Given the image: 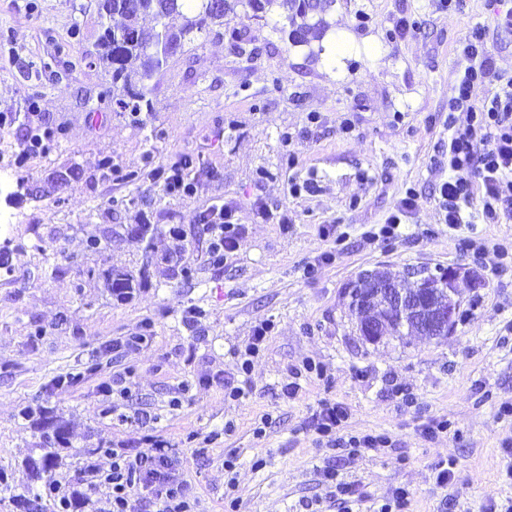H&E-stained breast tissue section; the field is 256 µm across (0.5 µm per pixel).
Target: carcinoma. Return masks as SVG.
Returning a JSON list of instances; mask_svg holds the SVG:
<instances>
[{
	"mask_svg": "<svg viewBox=\"0 0 512 512\" xmlns=\"http://www.w3.org/2000/svg\"><path fill=\"white\" fill-rule=\"evenodd\" d=\"M334 0H219V7L213 9L209 0H99L98 9L101 17L112 18L119 16L122 23L118 26L107 25L101 36L102 52L99 59L106 62L112 70V90L106 94L123 111L140 112L152 111V101L146 98L147 84L154 73L167 62L168 57L162 55L161 45L164 39L182 41L187 35L201 33L212 26L224 25V14L242 3L255 14H264L274 8L283 11L284 20L292 27V37L297 43H307L319 36L320 22H307L308 13L324 9L325 4ZM151 15L157 20L166 19L172 15L183 18L182 27L174 31L167 25L150 34L140 26V19ZM99 180H112L136 183L152 177L153 172L146 169L129 170L106 159L99 164ZM75 176V168L68 167L56 172L43 186L42 196L52 195L58 187L66 184ZM146 267L138 272L123 268H114L105 275L108 291L118 301L130 299L136 288L140 287ZM98 364L91 362L84 370L76 375H66L57 378L52 384V395L55 389H62L74 384L86 375L96 372ZM43 397L37 396L24 406L20 415L31 419L34 415L42 417V442L39 459L29 456L26 465L35 472L36 477L47 474L45 484L58 481L56 468L62 464V453L69 444L68 431L62 420L45 416Z\"/></svg>",
	"mask_w": 512,
	"mask_h": 512,
	"instance_id": "1",
	"label": "carcinoma"
}]
</instances>
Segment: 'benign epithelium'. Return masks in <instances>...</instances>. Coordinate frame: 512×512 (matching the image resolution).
<instances>
[{
    "mask_svg": "<svg viewBox=\"0 0 512 512\" xmlns=\"http://www.w3.org/2000/svg\"><path fill=\"white\" fill-rule=\"evenodd\" d=\"M462 270L449 267L441 279L426 288L431 293L419 297L398 286L400 277L393 274L385 282L366 279L362 289L366 304L354 308L356 328L362 340L379 342L386 333L384 325L394 322L407 326V332L430 337L434 333L450 334L458 311V284Z\"/></svg>",
    "mask_w": 512,
    "mask_h": 512,
    "instance_id": "1",
    "label": "benign epithelium"
}]
</instances>
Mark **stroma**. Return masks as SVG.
<instances>
[{"label":"stroma","mask_w":512,"mask_h":512,"mask_svg":"<svg viewBox=\"0 0 512 512\" xmlns=\"http://www.w3.org/2000/svg\"><path fill=\"white\" fill-rule=\"evenodd\" d=\"M509 8L512 0H460L453 11L441 0H334L320 38L297 45L278 13L259 18L240 6L170 56L148 83L152 111L135 117L112 111L103 96L111 75L89 62L102 32L98 0H0V113L19 115L0 139V165L34 184L79 169L40 201L0 192V212L15 216L0 271V469L9 483L33 485L25 459L41 441L20 409L94 360L96 375L46 403L67 424L74 485L84 449H96L105 469L109 449H143L154 437L174 442L170 456L198 512H224L228 493L238 512H378L398 487L410 492L409 512H482L511 498L499 471L512 420L498 410L512 402V264L500 265L495 250L512 248V220L449 230L435 202L447 174L434 164L448 143L455 47L486 27L497 70L512 75V32L493 29ZM402 16L416 24L403 40L393 25ZM75 27L83 39L71 52ZM234 32L245 54L231 45ZM312 112L319 123L308 122ZM345 117L354 125L347 135ZM30 128L58 130L57 147L22 155ZM185 155L195 161L188 198L160 180L97 178L106 158L168 169ZM295 175L312 190L291 195ZM410 186L417 197L401 237L370 240L367 230L386 222ZM223 206L241 230L215 266L203 217ZM137 224L162 230L164 258L120 302L102 274L140 268L142 244L129 233ZM325 224L336 236L320 234ZM92 235L101 240L94 251ZM416 266L478 278L459 282L453 333L361 340L346 284L364 271ZM268 320L272 335L239 374L241 354ZM142 332L144 343L125 347ZM309 360L322 377L301 375ZM228 385L243 396H225ZM325 399L348 412L343 437L382 434L388 447L352 456L320 444L313 414ZM434 418L448 429L430 437L424 427ZM258 457L263 467H254ZM448 459L455 477L441 487L432 468ZM328 469L352 483V496L324 480Z\"/></svg>","instance_id":"stroma-1"}]
</instances>
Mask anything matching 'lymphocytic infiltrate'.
<instances>
[{
	"instance_id": "1",
	"label": "lymphocytic infiltrate",
	"mask_w": 512,
	"mask_h": 512,
	"mask_svg": "<svg viewBox=\"0 0 512 512\" xmlns=\"http://www.w3.org/2000/svg\"><path fill=\"white\" fill-rule=\"evenodd\" d=\"M457 52L466 65L456 75L448 100V179L436 199L445 224L455 230L468 223V208L479 202L485 223L512 219V76L496 70L487 47V32L474 28ZM489 93L477 98V87ZM209 256L222 263L236 247L240 227L229 209L209 216ZM347 417L343 406L323 403L315 417V431L327 444L342 443L338 431ZM387 439L366 434L349 437L352 453L383 448ZM163 445L136 451H116L109 469L89 464L82 483L85 498L106 495L112 512H133V500L145 495L156 512H193L194 501L183 478L168 469Z\"/></svg>"
}]
</instances>
